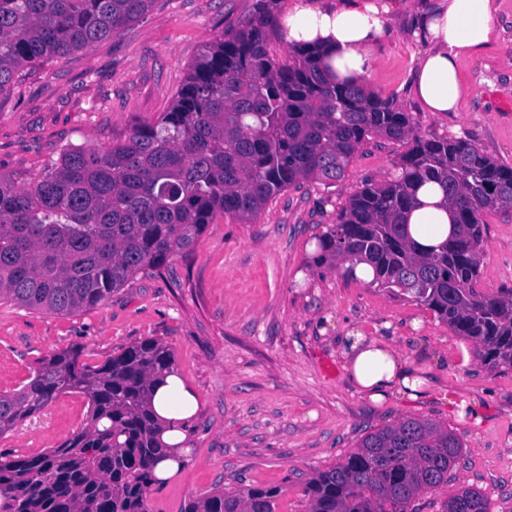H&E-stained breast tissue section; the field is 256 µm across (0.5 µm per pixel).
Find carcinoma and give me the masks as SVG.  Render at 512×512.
I'll return each instance as SVG.
<instances>
[{
	"label": "carcinoma",
	"mask_w": 512,
	"mask_h": 512,
	"mask_svg": "<svg viewBox=\"0 0 512 512\" xmlns=\"http://www.w3.org/2000/svg\"><path fill=\"white\" fill-rule=\"evenodd\" d=\"M278 0L207 46L169 111L100 150L69 148L36 182L0 173V298L73 313L99 305L138 274L164 267L220 215L256 216L282 191L344 177L371 137L404 145L399 175L365 183L316 236L313 261L372 270L371 284L408 295L484 365L512 370V291L477 290L486 211L512 213V167L457 138H423L408 113L360 84L334 81L315 47L271 55ZM155 0H0V93L24 70L112 39ZM433 183L453 211L448 238L420 247L408 216ZM80 351L43 361L19 390L0 392V436L61 394L86 395L87 427L38 455L0 454V512H150L166 455L151 399L173 373L171 349L136 342L96 366ZM462 456L453 431L405 418L365 435L343 462L305 482L309 512H417ZM278 487L249 486L190 501L181 512H277ZM443 512H489L462 488Z\"/></svg>",
	"instance_id": "obj_1"
}]
</instances>
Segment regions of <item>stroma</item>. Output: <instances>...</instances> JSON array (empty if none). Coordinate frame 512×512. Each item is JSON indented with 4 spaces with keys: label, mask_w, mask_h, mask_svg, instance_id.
Returning <instances> with one entry per match:
<instances>
[{
    "label": "stroma",
    "mask_w": 512,
    "mask_h": 512,
    "mask_svg": "<svg viewBox=\"0 0 512 512\" xmlns=\"http://www.w3.org/2000/svg\"><path fill=\"white\" fill-rule=\"evenodd\" d=\"M406 0L397 38L380 45L367 82L407 112L415 133L468 140L512 165V0H498L497 50L464 61L460 109L426 112L407 86L420 49L407 34ZM257 0H156L120 35L25 71L0 94V173L20 187L56 162L62 148L98 149L127 139L172 105L206 45L252 17ZM401 145L371 139L344 178L281 192L253 218H218L161 271L138 275L101 305L71 314L0 300V391L24 385L40 362L81 348L93 364L146 338L166 343L185 386L198 397L186 463L157 492L152 512H180L190 500L246 486H277L280 512H308L303 483L341 462L367 433L412 417L452 429L462 457L448 482L418 496L417 512H441L461 488L480 491L490 512H512V371H492L476 346L413 299L312 261L316 238L363 183L393 178ZM479 284L512 290V213L490 211ZM356 329L407 357L427 395L374 402L344 368L341 336ZM470 360H463V353ZM482 403V421L458 415ZM84 394L59 396L0 436V452L36 455L88 423Z\"/></svg>",
    "instance_id": "obj_1"
}]
</instances>
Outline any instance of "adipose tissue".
Listing matches in <instances>:
<instances>
[{"label":"adipose tissue","mask_w":512,"mask_h":512,"mask_svg":"<svg viewBox=\"0 0 512 512\" xmlns=\"http://www.w3.org/2000/svg\"><path fill=\"white\" fill-rule=\"evenodd\" d=\"M400 5L401 0H295L279 11L277 21L288 44L321 47L337 80L359 84L371 77L373 50L391 36L389 19ZM497 10L495 0H434L429 9L415 13L411 36L424 50L412 70L409 91L424 111H458L466 92L460 66L494 49ZM417 198L421 206L409 217L411 235L421 246L437 245L446 237L452 216L440 208L442 194L436 185L421 187ZM342 354L351 378L372 400L417 388L408 360L378 338L347 333ZM152 405L164 427L162 439L174 449L154 467L156 478L165 481L190 453L187 425L199 401L171 374L156 388Z\"/></svg>","instance_id":"ef3b65f1"}]
</instances>
